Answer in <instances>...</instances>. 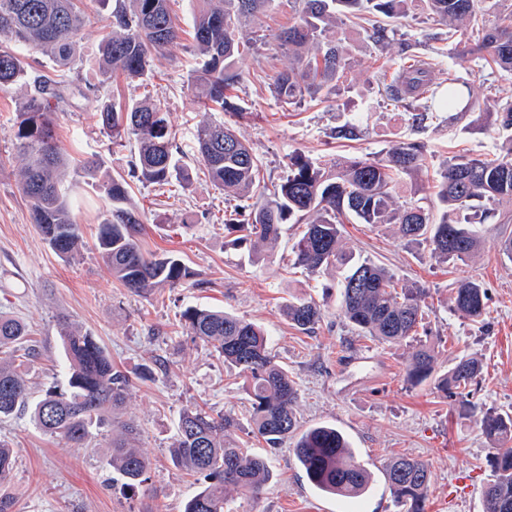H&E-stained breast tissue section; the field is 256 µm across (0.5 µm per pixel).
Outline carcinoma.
Returning <instances> with one entry per match:
<instances>
[{
    "label": "carcinoma",
    "instance_id": "carcinoma-1",
    "mask_svg": "<svg viewBox=\"0 0 512 512\" xmlns=\"http://www.w3.org/2000/svg\"><path fill=\"white\" fill-rule=\"evenodd\" d=\"M84 0H0V90L28 77L23 49L50 58L57 75L40 74L34 94L20 105L13 130L16 148L24 160L20 190L35 224L58 255L76 258L83 248L81 227L67 200L62 178L69 160L56 135L63 102V72L70 70L78 37L85 25ZM267 0H198L194 15L195 50L202 57L195 84L204 107L227 105L226 91L239 83L238 58L250 39L240 30L242 20L256 16ZM296 18L277 40L288 47V69L271 81L275 94L286 104L304 96L324 98L336 93L350 68L351 50L336 40V29L352 19L371 26L376 44L389 40L378 18L399 20L409 15L414 0H294ZM437 20L448 24V43L465 53L476 49L487 65L512 71V12L501 14L492 25L481 19L485 0H423ZM108 32L100 44L99 70L106 81L120 71L130 80L152 73L157 55L180 39V28L170 0H113ZM399 53L411 61L399 69L389 92L407 107L427 111L434 97L431 63L416 59L413 45L402 43ZM439 108L478 112L488 124L512 128V102L494 109L481 108L472 95H464L459 78L448 73V87L437 97ZM97 122L119 144L133 137L138 153L131 177L141 183L164 186L177 171V146L165 112L155 101L103 105ZM197 151L210 182L219 190L249 198L260 187L259 164L252 148L233 129L207 120L200 125ZM425 147L399 144L377 161L346 158L333 170L315 166L308 158L289 157L285 177L262 192L260 203L233 208L224 215V230L243 243L251 238L272 241L281 225H302L294 245V265L315 274L332 267L346 269L339 283L340 311L352 328L384 343L417 336L426 290L399 284L396 275L370 260H360L342 245V224H394L408 243L428 247L434 258L456 264L467 262L479 248L477 225L489 218L512 222L501 210L512 204V142L494 158L452 157L440 173L438 196L446 210L436 219L419 201L399 202L396 185L422 170ZM111 201L99 224L98 250L112 276L132 294L147 295L162 285L187 282L192 273L173 255L142 251L139 237L142 215L130 205V184L121 176L102 184ZM487 293L480 281L462 280L453 288L455 311L472 319L486 312ZM288 320L308 330L322 318L311 297H294L285 305ZM190 335L212 345L224 363L237 369L249 396L250 433L269 447H278L295 433L294 405L298 388L288 370L271 355L268 338L251 322L230 313L190 306L181 313ZM66 356L67 391L50 390L35 403L31 421L41 431L82 445L105 427L119 428L112 438L110 465L135 489L147 479V459L133 446L138 435L134 420H121L115 412L123 405L128 377L113 364L105 348L66 318L58 321ZM30 330L24 322L0 315V417L28 408L26 379L15 366L26 348ZM432 349L418 344L408 366V381L416 386L434 376ZM479 362L462 358L438 380L446 393L462 394L476 384ZM236 420L221 412L187 408L180 414L177 437L169 448L174 466L203 476L207 485L186 504L184 512H224V487L259 495L271 478L265 458L231 440L227 432ZM483 434L494 443L490 459L492 479L483 491L484 512H512V417L487 411L481 418ZM294 454L307 479L317 489L344 498H356L367 488L369 473L354 457L343 435L333 427L315 426L301 434ZM16 463L15 449L0 441V512H12L13 501L4 487ZM395 502L404 512H423L428 496V465L399 457L387 468Z\"/></svg>",
    "mask_w": 512,
    "mask_h": 512
}]
</instances>
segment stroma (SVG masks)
<instances>
[{"mask_svg": "<svg viewBox=\"0 0 512 512\" xmlns=\"http://www.w3.org/2000/svg\"><path fill=\"white\" fill-rule=\"evenodd\" d=\"M183 34L153 66L146 81L123 76L102 80L98 47L112 10L104 0H87L86 25L77 62L66 77L58 137L71 166L65 183L69 201L84 231L80 256L65 259L46 243L34 224L19 189L18 151L11 136L19 102L29 94L18 84L0 90V314L24 321L33 332L36 353L23 366L31 401L63 384L65 354L57 317L66 315L94 336L125 372L130 387L121 418L134 419L136 445L149 462V479L129 490L109 465L111 433L77 448L44 434L21 413L0 419V440L15 448L17 462L7 491L14 512H183L202 481L173 466L168 450L184 409L199 406L246 416L249 398L233 368L206 342L190 336L180 322L189 306L221 309L256 323L268 335L269 348L299 390L295 413L300 429L329 424L340 430L371 479L355 499L326 495L310 484L293 453L294 439L278 447L250 438L247 426L235 431L251 451L267 459L272 478L256 499L231 491L229 512H396L386 467L399 455L425 461L430 488L424 512H483V489L491 477V443L484 436L482 413L512 414V261L500 251L512 236L511 224L486 222L480 245L468 262L437 261L427 247L402 240L394 225L344 224L342 245L360 259L390 269L402 284L428 290L423 307L422 338L435 351L438 373H447L460 357L480 360L482 374L468 395L474 411L461 409L434 384L411 385L407 370L409 342L382 343L357 335L340 314L336 286L341 270L311 275L292 268L297 225H282L276 241L250 248L235 244L224 232V209L236 200L225 197L203 174L197 160V130L203 118L231 125L253 149L265 182H280L290 155L300 153L316 165L334 167L337 157L385 158L401 143L426 149L430 178L424 194L432 213L441 204L434 185L449 158L500 155L512 131L487 126L473 112L431 108L415 120L403 103L387 96V86L402 61L395 46L413 45L434 60L435 85L449 75L467 81L479 103L512 98V72L489 66L478 56L458 57L454 48L433 54L429 35L447 37L445 24L416 4L408 18L393 23L390 47L379 49L354 25L337 37L356 42L352 68L344 86L329 99L308 97L283 103L273 93L272 75L288 67L287 50L278 33L295 17L291 0H268L243 32L263 29L266 45L241 57L239 84L233 89L235 110L204 112L193 83L196 55L192 19L196 0H174ZM159 99L175 137L179 165L188 178L157 188L130 183V202L143 214L142 246L147 253L177 255L192 278L175 288L136 296L118 285L95 249L97 225L110 202L100 188L103 179L128 175L137 152L135 141L113 144L93 115L112 98ZM352 125L356 135L339 137ZM98 162L96 177L81 164ZM480 280L487 292L482 320L455 312L451 292L457 281ZM313 297L323 307L315 329L305 332L287 319L288 299Z\"/></svg>", "mask_w": 512, "mask_h": 512, "instance_id": "35a3bbf8", "label": "stroma"}]
</instances>
